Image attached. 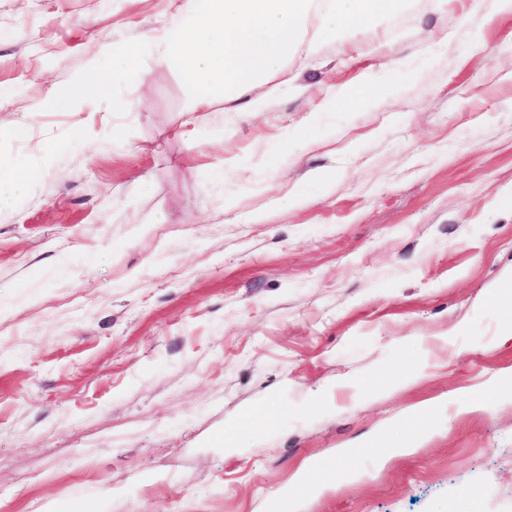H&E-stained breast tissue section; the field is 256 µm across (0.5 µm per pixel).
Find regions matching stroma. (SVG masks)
<instances>
[{
	"label": "stroma",
	"instance_id": "1",
	"mask_svg": "<svg viewBox=\"0 0 512 512\" xmlns=\"http://www.w3.org/2000/svg\"><path fill=\"white\" fill-rule=\"evenodd\" d=\"M179 20L0 0V512H512V9L405 0L258 112L147 59L39 112ZM30 167L25 160L16 161L8 172L0 173V212L12 209L29 188Z\"/></svg>",
	"mask_w": 512,
	"mask_h": 512
}]
</instances>
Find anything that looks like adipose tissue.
I'll return each instance as SVG.
<instances>
[{"label":"adipose tissue","mask_w":512,"mask_h":512,"mask_svg":"<svg viewBox=\"0 0 512 512\" xmlns=\"http://www.w3.org/2000/svg\"><path fill=\"white\" fill-rule=\"evenodd\" d=\"M401 0H180L178 25L142 34L120 44H105L100 55L111 67L90 59L72 87L75 97L103 96L111 77L135 69L141 56L156 65L182 71L191 94L187 111L206 112L214 97L241 102L253 75L275 77L269 95L289 86L288 55L305 50L318 54L323 41L368 28L395 12ZM316 28H309L312 13Z\"/></svg>","instance_id":"adipose-tissue-1"}]
</instances>
